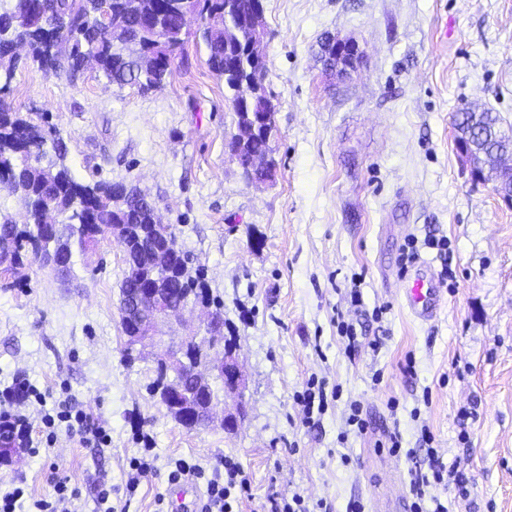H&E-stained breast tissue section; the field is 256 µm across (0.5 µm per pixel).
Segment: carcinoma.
Listing matches in <instances>:
<instances>
[{
	"label": "carcinoma",
	"instance_id": "1",
	"mask_svg": "<svg viewBox=\"0 0 512 512\" xmlns=\"http://www.w3.org/2000/svg\"><path fill=\"white\" fill-rule=\"evenodd\" d=\"M225 0H108L102 11L100 0H14L13 9L0 12V78L10 82L19 57L15 46L25 42L33 61L72 81L87 65L97 69L112 85L137 86L143 91L161 87L170 74L172 59L181 48L182 14L195 9L203 18L200 37L208 51L211 71L224 80L237 103L249 96L250 112H274L270 100L248 84L251 61L246 48L257 27L256 0H232L233 9L224 12ZM459 116L473 122L482 138L479 150L491 171L500 159L512 156V136L498 135L499 116L490 111L464 108ZM274 128L249 134L239 146L248 160L272 150ZM67 146L58 132L18 117L0 106V181L17 196L27 211V224L18 227L6 220L0 224V267L8 271L21 264V251L29 246L46 263L54 256L74 255L85 250L94 233H112L118 227L127 245L128 271L120 285L123 294L145 287L144 275L155 271L175 297L188 294L209 299L201 273L169 265V253L180 250L174 231L169 245L138 230L153 223L150 206L124 197L122 184L76 181L66 165ZM45 205L66 214L69 223L50 239L41 224ZM20 452L10 433L0 431V460Z\"/></svg>",
	"mask_w": 512,
	"mask_h": 512
}]
</instances>
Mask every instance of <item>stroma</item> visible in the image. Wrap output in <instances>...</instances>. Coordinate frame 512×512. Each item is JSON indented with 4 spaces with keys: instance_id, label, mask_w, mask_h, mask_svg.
<instances>
[{
    "instance_id": "1",
    "label": "stroma",
    "mask_w": 512,
    "mask_h": 512,
    "mask_svg": "<svg viewBox=\"0 0 512 512\" xmlns=\"http://www.w3.org/2000/svg\"><path fill=\"white\" fill-rule=\"evenodd\" d=\"M264 5V89L277 128L270 182H247L225 149L236 118L194 19L160 89L118 87L92 68L70 82L25 57L0 94L56 128L77 181L122 182L157 202L190 270L204 275L247 385L244 397L219 396L209 425L183 428L151 393L155 358L199 332L203 313L161 326V340L128 360L119 243L108 235L75 252L67 283L23 251L15 273H0V390L17 379L43 394L13 405L33 439L67 399L105 422L112 444H81L56 424L50 452L0 460V488L47 498L60 471L79 490L71 512H96L105 483L116 512H157L170 461L182 456L208 471L237 462L247 479L239 512L296 492L328 512L355 503L411 512L410 479L435 453L462 461L467 493L431 485L426 512L436 497L448 512H512V206L471 181L454 137L465 106L512 127V0ZM327 31L365 53L350 78L324 72ZM431 237L447 238V252L429 248ZM410 238L434 273L452 270L427 323L403 301L399 257ZM341 321L358 352H346ZM312 378L340 396L310 421L297 397ZM352 401L368 428L348 436ZM235 411L237 426L224 429ZM138 432L155 442L154 468L131 492Z\"/></svg>"
}]
</instances>
